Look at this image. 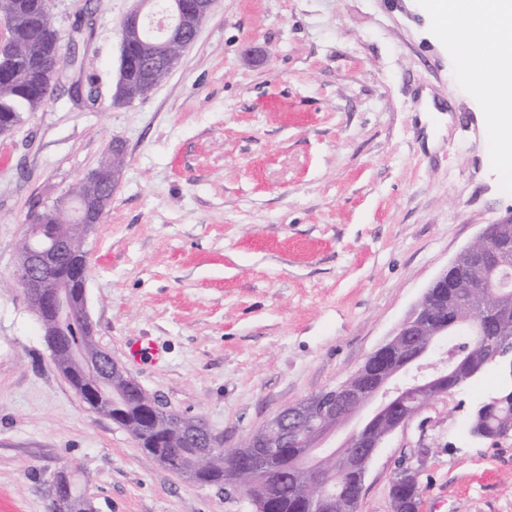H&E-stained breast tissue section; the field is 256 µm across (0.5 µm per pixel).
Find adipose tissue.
Wrapping results in <instances>:
<instances>
[{
  "mask_svg": "<svg viewBox=\"0 0 512 512\" xmlns=\"http://www.w3.org/2000/svg\"><path fill=\"white\" fill-rule=\"evenodd\" d=\"M429 16L459 48L473 94L485 100L488 131L512 175V0H429Z\"/></svg>",
  "mask_w": 512,
  "mask_h": 512,
  "instance_id": "adipose-tissue-1",
  "label": "adipose tissue"
}]
</instances>
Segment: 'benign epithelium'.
I'll return each instance as SVG.
<instances>
[{
    "label": "benign epithelium",
    "instance_id": "7a95c632",
    "mask_svg": "<svg viewBox=\"0 0 512 512\" xmlns=\"http://www.w3.org/2000/svg\"><path fill=\"white\" fill-rule=\"evenodd\" d=\"M214 0H171L173 17L152 12L153 0H134L132 9L123 19L124 34L119 72L133 62L131 51L145 54L137 43L146 22L157 26L163 41L176 46V55L158 64L137 67L144 84L157 83L159 69L172 68L197 36L198 29L210 13ZM119 171H100L87 175L84 192L71 196L63 203L88 236L112 202V192ZM67 239L55 236L47 241L36 239L30 232L25 244L18 249L14 276L25 296L36 300L50 317L49 326L67 323L79 317L91 322L87 307H79L71 292L68 279L56 275L62 254L69 252ZM512 262V232L507 224H488L476 239L440 272L425 289L389 338L365 361L368 368L380 363L378 380L366 386L345 379L333 388L325 389L289 405L260 428L248 435L256 462L247 470L251 482L237 493L246 496L254 512H275L271 504L257 492L259 483L268 478L265 459L285 448L290 442L303 445L301 471L304 481L321 489L304 498L305 512H323L336 499L347 495L360 496L368 466L384 441L407 423L426 405L448 394V374H456L447 363L434 364L431 357L445 337L464 323L459 303L448 301V289L457 287L460 277L471 275V287L478 289L487 304L479 320L497 325L494 339L484 344L488 358L505 364L512 372V335L502 328V316L496 298L500 284L498 271ZM95 339L82 336L74 341L69 336L56 339L50 352L64 347L65 365L76 371H103L94 348ZM119 393L110 389L109 379L96 382L90 391L80 392L82 400L102 415L111 416L112 398ZM198 448L196 459L201 461L215 449L224 446L206 427L195 432ZM327 458L336 468L324 470L318 461Z\"/></svg>",
    "mask_w": 512,
    "mask_h": 512
}]
</instances>
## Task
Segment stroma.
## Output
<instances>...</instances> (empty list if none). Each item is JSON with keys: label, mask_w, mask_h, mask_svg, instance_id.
Masks as SVG:
<instances>
[{"label": "stroma", "mask_w": 512, "mask_h": 512, "mask_svg": "<svg viewBox=\"0 0 512 512\" xmlns=\"http://www.w3.org/2000/svg\"><path fill=\"white\" fill-rule=\"evenodd\" d=\"M132 6L52 0L62 43L92 29L61 81L96 97L49 98L0 136V512H50L65 467L96 512H253L84 403L14 277L28 215L112 139L126 162L86 243L95 338L229 448L355 372L485 225L512 220L486 108L421 0H215L169 76L116 104ZM138 341L153 350L135 360ZM501 385L488 366L390 436L357 512H391L403 460L420 512H512V434L469 433Z\"/></svg>", "instance_id": "35a3bbf8"}]
</instances>
